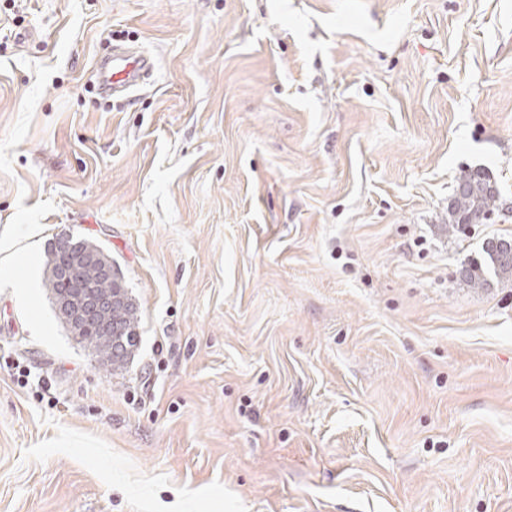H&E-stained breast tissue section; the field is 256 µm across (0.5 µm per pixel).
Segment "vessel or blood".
Segmentation results:
<instances>
[{"label":"vessel or blood","instance_id":"b4317fda","mask_svg":"<svg viewBox=\"0 0 512 512\" xmlns=\"http://www.w3.org/2000/svg\"><path fill=\"white\" fill-rule=\"evenodd\" d=\"M154 70L151 56L135 48L118 45L96 67L97 83L106 95L138 88Z\"/></svg>","mask_w":512,"mask_h":512}]
</instances>
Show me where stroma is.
<instances>
[{
	"label": "stroma",
	"mask_w": 512,
	"mask_h": 512,
	"mask_svg": "<svg viewBox=\"0 0 512 512\" xmlns=\"http://www.w3.org/2000/svg\"><path fill=\"white\" fill-rule=\"evenodd\" d=\"M468 169L502 210L452 233ZM68 235L126 371L56 317ZM502 235L512 0H0V512H512V280L459 274ZM154 70L153 58L136 48L118 45L96 67L99 90L105 95L132 91ZM82 253H93L99 265L112 268V255L93 242L68 237L67 249L58 248L54 243L45 254L44 287L56 302L58 294L71 293L93 277V269L86 271L72 269L73 255ZM64 269L68 270L66 278L63 276ZM120 286L126 302L112 314L110 336H100L94 329H86L79 334L72 327L67 312L59 306L57 308L61 324L74 336L78 345L90 352L96 368L107 374L122 372L138 347L137 329L141 321L139 307L121 283Z\"/></svg>",
	"instance_id": "obj_1"
}]
</instances>
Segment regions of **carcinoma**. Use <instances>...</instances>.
<instances>
[{"label": "carcinoma", "instance_id": "cac0c4a2", "mask_svg": "<svg viewBox=\"0 0 512 512\" xmlns=\"http://www.w3.org/2000/svg\"><path fill=\"white\" fill-rule=\"evenodd\" d=\"M501 206V192L480 171L467 170L457 178V187L448 205V230H464L472 216L482 214L491 218ZM488 269L499 280L512 279V237L500 236L488 239L483 247ZM92 253L101 266H112V255L103 247L85 239L68 238V248L51 245L45 254L44 287L49 295L71 293L94 275V270L80 271L72 268L75 254ZM125 304L112 315V334L101 336L94 329L77 332L71 325L66 311L57 312L61 324L74 336L82 348L93 357L96 368L107 374L123 371L138 347L140 325L139 307L128 292Z\"/></svg>", "mask_w": 512, "mask_h": 512}]
</instances>
